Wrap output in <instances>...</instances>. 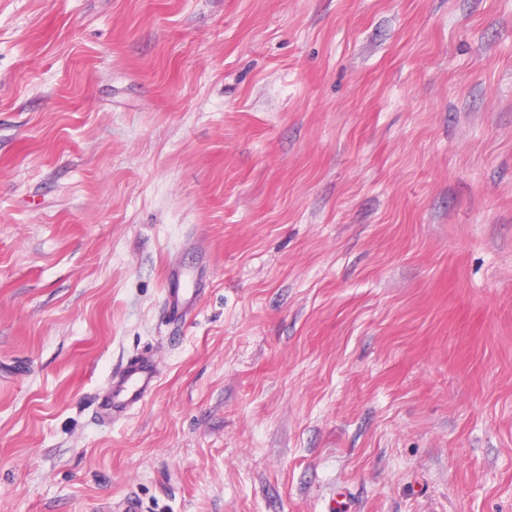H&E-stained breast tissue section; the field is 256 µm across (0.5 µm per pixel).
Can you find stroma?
<instances>
[{
  "label": "stroma",
  "instance_id": "1",
  "mask_svg": "<svg viewBox=\"0 0 512 512\" xmlns=\"http://www.w3.org/2000/svg\"><path fill=\"white\" fill-rule=\"evenodd\" d=\"M128 494L512 512V0H0V512ZM198 294V288H175L173 290L167 304L174 321L187 317ZM157 381L158 371L151 357L144 354L131 357L120 371L112 374L102 410L112 414L138 406L152 392Z\"/></svg>",
  "mask_w": 512,
  "mask_h": 512
}]
</instances>
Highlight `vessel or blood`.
<instances>
[{
	"label": "vessel or blood",
	"instance_id": "1",
	"mask_svg": "<svg viewBox=\"0 0 512 512\" xmlns=\"http://www.w3.org/2000/svg\"><path fill=\"white\" fill-rule=\"evenodd\" d=\"M197 296L198 291L194 288L174 289L167 301L172 318H186ZM157 381L158 371L151 357L143 354L131 357L112 375L103 410L121 413L138 406L152 392Z\"/></svg>",
	"mask_w": 512,
	"mask_h": 512
}]
</instances>
